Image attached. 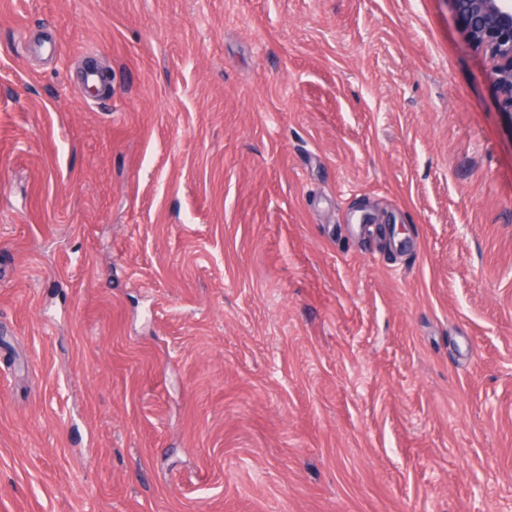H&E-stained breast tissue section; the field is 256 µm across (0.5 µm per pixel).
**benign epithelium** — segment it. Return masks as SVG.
I'll use <instances>...</instances> for the list:
<instances>
[{
  "label": "benign epithelium",
  "mask_w": 512,
  "mask_h": 512,
  "mask_svg": "<svg viewBox=\"0 0 512 512\" xmlns=\"http://www.w3.org/2000/svg\"><path fill=\"white\" fill-rule=\"evenodd\" d=\"M473 46L491 63L500 106L512 112V0H449Z\"/></svg>",
  "instance_id": "benign-epithelium-1"
}]
</instances>
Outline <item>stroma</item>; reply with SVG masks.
<instances>
[{"instance_id": "stroma-1", "label": "stroma", "mask_w": 512, "mask_h": 512, "mask_svg": "<svg viewBox=\"0 0 512 512\" xmlns=\"http://www.w3.org/2000/svg\"><path fill=\"white\" fill-rule=\"evenodd\" d=\"M489 69L448 0H0V512H512Z\"/></svg>"}]
</instances>
